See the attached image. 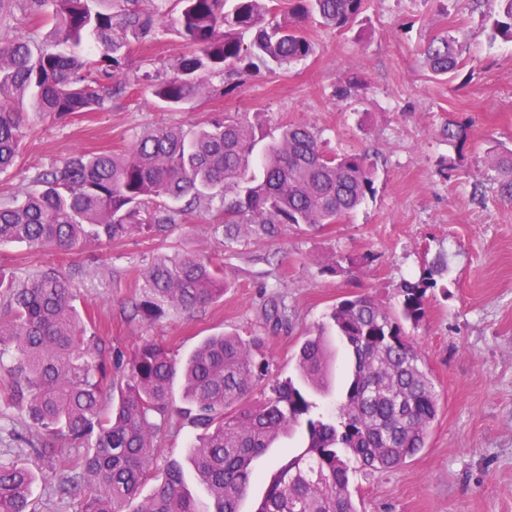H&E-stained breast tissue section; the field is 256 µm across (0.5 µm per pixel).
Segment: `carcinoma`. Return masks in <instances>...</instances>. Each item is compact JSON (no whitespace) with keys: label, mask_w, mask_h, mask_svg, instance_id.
<instances>
[{"label":"carcinoma","mask_w":512,"mask_h":512,"mask_svg":"<svg viewBox=\"0 0 512 512\" xmlns=\"http://www.w3.org/2000/svg\"><path fill=\"white\" fill-rule=\"evenodd\" d=\"M292 20H274L277 0H177L172 19L185 45L173 73L145 72L160 107L180 110L210 90L207 76L272 71L307 58L312 43L300 21L339 31L367 0H294ZM493 35L512 42V0H499ZM52 22L50 38L14 30L16 12ZM249 42H244L246 35ZM155 11L143 0H0V173L20 154L24 106L66 120L106 112L122 94L133 43L156 39ZM432 74L460 67L453 37L424 50ZM442 135L464 149L466 129L450 118ZM501 196L512 202V149L490 156ZM375 167L364 153L328 154L303 124L278 132L258 120L215 113L200 125L154 128L127 148L79 152L35 173V187L0 203V244L78 250L118 242L133 231L161 234L198 210L216 211L229 236L240 224H340L374 193ZM220 200L221 207L214 208ZM444 266L434 264L400 286L396 308L347 296L329 314L347 355V383L337 414L316 412L312 393L329 386L331 338L308 334L296 352L297 379L275 380L250 401L266 363L260 339L221 334L204 339L183 364L146 340L112 381L114 352L81 316L71 281L55 270L13 278L0 271V356L9 404L27 419L31 447L51 470L58 492L80 491L82 512H240L256 478L253 462L297 427L304 446L271 476L255 512H357L353 466L391 469L425 447L438 395L405 325L425 317L428 291ZM136 313L157 320L165 308L191 311L224 297V262L192 251L155 256L143 272ZM182 366V405L173 379ZM200 433L187 460L213 508L192 496L172 461L155 493L129 509L151 474L160 436L172 415ZM65 443L87 449L73 466L58 462ZM37 475L0 465V512H32Z\"/></svg>","instance_id":"carcinoma-1"}]
</instances>
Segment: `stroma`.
I'll use <instances>...</instances> for the list:
<instances>
[{
    "mask_svg": "<svg viewBox=\"0 0 512 512\" xmlns=\"http://www.w3.org/2000/svg\"><path fill=\"white\" fill-rule=\"evenodd\" d=\"M173 6L159 0L160 36L135 46L126 91L108 111L63 122L25 113L20 156L0 174V199L76 153L127 147L159 125L188 129L212 112L258 113L272 129L306 124L326 151L369 153L377 160L373 197L344 223L320 227L242 224L228 237L212 230L204 212L155 239L135 232L70 252L12 243L0 246V269L19 277L51 268L68 274L79 308L123 355L146 339L181 358L212 334L258 336L270 379L283 381L296 375L303 336L328 326L336 301L364 294L394 304L404 281L444 262L426 316L410 332L438 395L427 444L400 467L357 469L350 490L358 512H512V203L489 165L491 150L512 147V43L490 36L497 0H371L347 30L305 22L313 52L303 61L274 73L214 77L213 93L165 111L142 74L183 52L169 22ZM442 33L458 38L461 66L436 77L422 49ZM344 84L351 90L341 98L336 89ZM450 117L466 127L465 150L440 133ZM180 250L223 258V298L191 312L166 311L151 324L135 318L144 269L156 253ZM364 254L372 264L353 273L321 270L333 257ZM277 305L289 318L282 327L270 318ZM24 431L22 413L0 400V464L45 469L21 441ZM193 435L171 417L140 497L153 494L169 461L184 460Z\"/></svg>",
    "mask_w": 512,
    "mask_h": 512,
    "instance_id": "1",
    "label": "stroma"
}]
</instances>
